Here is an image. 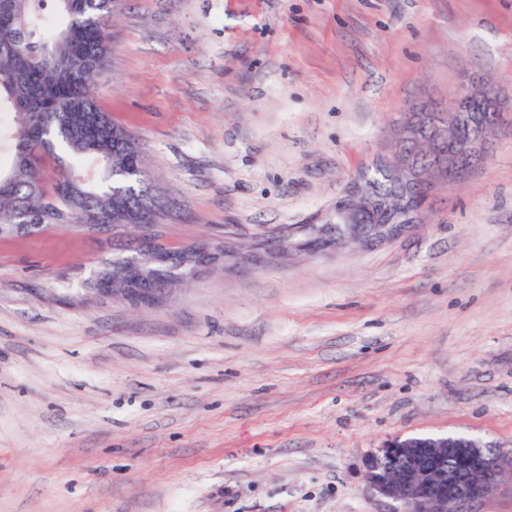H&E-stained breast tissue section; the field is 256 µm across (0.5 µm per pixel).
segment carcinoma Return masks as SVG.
Listing matches in <instances>:
<instances>
[{
    "instance_id": "carcinoma-1",
    "label": "carcinoma",
    "mask_w": 512,
    "mask_h": 512,
    "mask_svg": "<svg viewBox=\"0 0 512 512\" xmlns=\"http://www.w3.org/2000/svg\"><path fill=\"white\" fill-rule=\"evenodd\" d=\"M53 2L56 23L44 10ZM114 0H5L0 10V234L25 213L31 224H154L141 201L155 194L132 134L96 104V77L109 60ZM92 50L89 63L54 57ZM154 267L163 282L191 260Z\"/></svg>"
}]
</instances>
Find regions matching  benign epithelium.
Returning a JSON list of instances; mask_svg holds the SVG:
<instances>
[{"label":"benign epithelium","instance_id":"benign-epithelium-1","mask_svg":"<svg viewBox=\"0 0 512 512\" xmlns=\"http://www.w3.org/2000/svg\"><path fill=\"white\" fill-rule=\"evenodd\" d=\"M502 105L493 83L478 84L464 79L447 111L422 109L410 113L401 125L398 148L375 167L397 183V193L379 195L364 175L347 187L336 204L314 218L318 232L335 225L337 241L352 237L372 242L395 235L405 224L423 223L425 214L417 190L460 182L475 159L485 160L497 132ZM426 128L431 129L433 142L448 147V168H421L403 150L413 142L423 144L420 132ZM367 212H380L388 217V222L363 232L356 221ZM226 255L225 250L218 253L203 244L197 250L195 266L184 278L196 275L199 269ZM149 263L148 259L132 257L123 272L124 278L110 284L99 281L91 293L120 298L135 306L159 302L169 291L168 285L130 286L131 278L146 276ZM507 470L512 472L511 449L492 448L476 438L446 434L384 442L367 455L364 477L378 495L398 504L395 512H474L472 507L491 493Z\"/></svg>","mask_w":512,"mask_h":512}]
</instances>
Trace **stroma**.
Here are the masks:
<instances>
[{
  "instance_id": "stroma-1",
  "label": "stroma",
  "mask_w": 512,
  "mask_h": 512,
  "mask_svg": "<svg viewBox=\"0 0 512 512\" xmlns=\"http://www.w3.org/2000/svg\"><path fill=\"white\" fill-rule=\"evenodd\" d=\"M110 32L161 242L233 256L134 306L85 283L136 228L0 239V512H393L386 440L512 448V0H121ZM468 76L499 129L425 223L260 247Z\"/></svg>"
}]
</instances>
